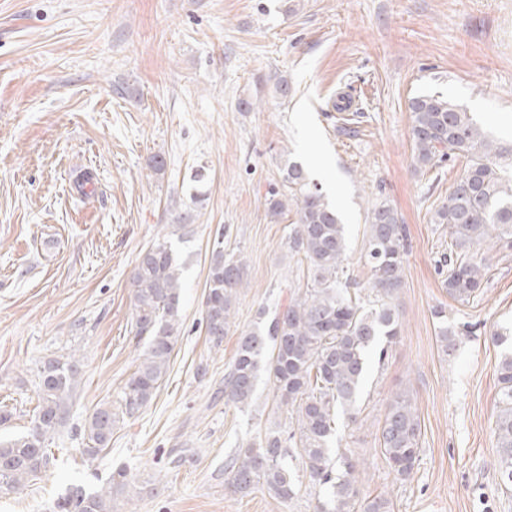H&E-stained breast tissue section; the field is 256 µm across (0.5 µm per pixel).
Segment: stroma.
I'll use <instances>...</instances> for the list:
<instances>
[{
	"mask_svg": "<svg viewBox=\"0 0 512 512\" xmlns=\"http://www.w3.org/2000/svg\"><path fill=\"white\" fill-rule=\"evenodd\" d=\"M340 94L350 110L333 108ZM427 94L512 146V0H0V409L11 415L0 437L29 427L41 365L71 354L82 365L54 467L0 498V512H52L68 487L120 467L148 492L115 512H311L305 486L287 503L261 489L225 493L228 456L275 420L273 392L263 379L251 411L225 405L236 337L217 351L200 325L216 235L247 261L237 323L305 288L307 267L286 245L295 213L274 220L265 206L293 161L340 211L344 275L359 288L371 277L361 258L371 204L387 201L407 230L400 335L384 363H371L356 423L339 420L333 439L358 459L362 496L388 494L393 512H512L494 434L497 366L512 349V249L496 254L476 300L443 287L448 227L433 216L467 160L415 166L408 103ZM87 171L92 184L78 188ZM187 207L191 232L171 242L183 330L168 372L150 405L88 457L87 416L117 403L138 364L136 260ZM439 308L470 327L446 353ZM496 332L504 344L491 342ZM403 390L421 453L411 480L396 484L379 431Z\"/></svg>",
	"mask_w": 512,
	"mask_h": 512,
	"instance_id": "obj_1",
	"label": "stroma"
}]
</instances>
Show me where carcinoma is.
I'll return each mask as SVG.
<instances>
[{
	"mask_svg": "<svg viewBox=\"0 0 512 512\" xmlns=\"http://www.w3.org/2000/svg\"><path fill=\"white\" fill-rule=\"evenodd\" d=\"M413 156L416 166L433 169L463 156L467 169L448 202L433 218L448 225V252L439 263L446 270L448 294L468 302L482 292L487 257L483 250L512 248V179L503 175L501 161L512 157V146L490 139L473 116L457 103L435 95L410 99ZM284 195L273 189L265 199L277 218L296 210L290 225L288 251L307 264L310 282L274 311L258 307L246 327L235 324L236 305L246 285L247 265L240 256L224 254V241L214 240L206 278L201 325L211 348L220 350L224 336L237 334L233 359L224 369V404L240 411L255 401L256 387L266 376L284 421L268 428L263 438L237 448L224 465V488L234 496L265 489L288 502L301 483L287 460H297L308 486L323 491L312 512H392L383 496L360 497L355 485L357 461L347 452H333L331 443L339 416L355 418L370 359L383 360L400 336L401 323L392 300L403 285L407 234L396 210L387 202L367 214L364 262L371 272L374 299L364 304L344 281L347 239L344 224L312 183L304 168L290 162L282 170ZM187 212L165 225L164 240L142 251L131 277V332L144 342L140 363L121 390L118 406H100L87 417L84 452L96 456L109 447L120 420L133 418L153 399L169 368L182 330L181 265L168 238H183L190 227ZM439 342L443 352L453 346L458 331L448 328L445 310L438 309ZM500 409L495 433L499 468L512 482V352L497 368ZM80 381L79 359L50 360L38 372V404L34 420L23 433L0 441V498L22 490L50 469L49 444L69 416V401ZM421 428L417 409L407 391L388 403L380 428L382 460L396 482L411 479L419 459ZM144 491L124 468L112 471L96 488L73 485L58 499L55 512H114L113 503Z\"/></svg>",
	"mask_w": 512,
	"mask_h": 512,
	"instance_id": "carcinoma-1",
	"label": "carcinoma"
}]
</instances>
